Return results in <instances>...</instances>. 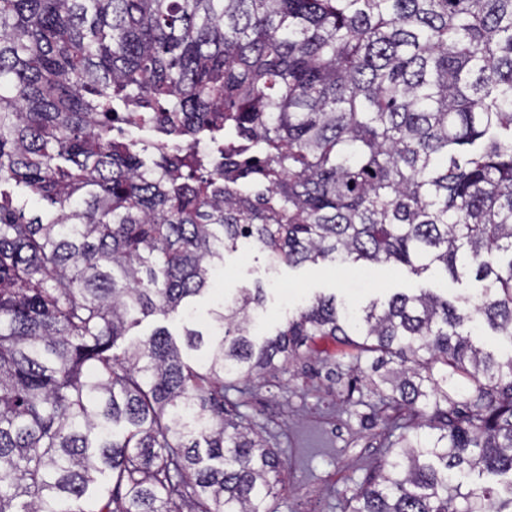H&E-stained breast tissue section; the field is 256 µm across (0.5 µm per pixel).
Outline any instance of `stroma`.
<instances>
[{
    "instance_id": "1",
    "label": "stroma",
    "mask_w": 512,
    "mask_h": 512,
    "mask_svg": "<svg viewBox=\"0 0 512 512\" xmlns=\"http://www.w3.org/2000/svg\"><path fill=\"white\" fill-rule=\"evenodd\" d=\"M219 272L226 277L224 285L192 301V328L207 331L211 312L225 295L259 284L265 289L270 329L319 297L363 306L423 290L474 297L481 288L474 276L454 281L439 268L417 276L403 266L367 264L357 270L329 259L272 266L258 251L246 259L225 254ZM314 350L313 358L291 364L278 377L251 381L249 393L226 394L242 416L270 436L284 462L277 512H341L343 498L359 489L384 453L382 417L365 405L370 379L352 369L356 349L323 337Z\"/></svg>"
}]
</instances>
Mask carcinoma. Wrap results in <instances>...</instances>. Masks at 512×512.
<instances>
[{"label": "carcinoma", "instance_id": "carcinoma-1", "mask_svg": "<svg viewBox=\"0 0 512 512\" xmlns=\"http://www.w3.org/2000/svg\"><path fill=\"white\" fill-rule=\"evenodd\" d=\"M248 246L483 288L318 298L260 343L242 288L113 352ZM475 322L512 342V0H0V512H275L278 454L224 391L317 336L398 364L343 512H512V351ZM2 189H5L11 194L15 206H24L27 213H37L42 215L44 219H48L52 217L55 212L54 207L49 205L46 201L38 200L29 195L26 189L22 187L5 186ZM159 327H166L175 337L182 333L183 324L179 320L165 319L162 316H150L141 321L137 326L132 327L127 336L118 341L113 351L117 354L123 352L131 343L150 335Z\"/></svg>", "mask_w": 512, "mask_h": 512}]
</instances>
